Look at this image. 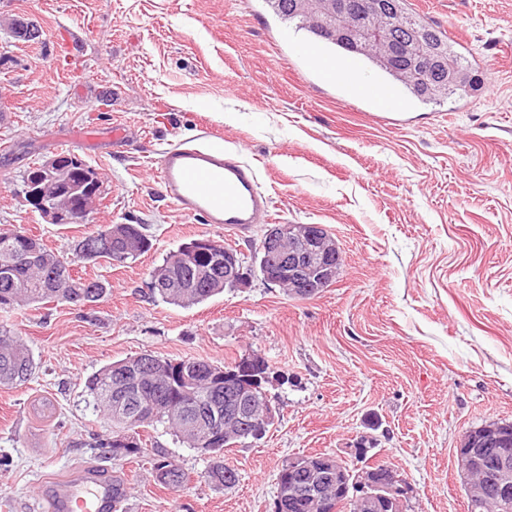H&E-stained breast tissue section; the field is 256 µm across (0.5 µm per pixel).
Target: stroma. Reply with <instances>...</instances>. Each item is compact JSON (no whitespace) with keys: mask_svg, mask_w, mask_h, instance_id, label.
<instances>
[{"mask_svg":"<svg viewBox=\"0 0 512 512\" xmlns=\"http://www.w3.org/2000/svg\"><path fill=\"white\" fill-rule=\"evenodd\" d=\"M445 31L473 87L443 105L410 102L396 127L362 102L310 83L306 40L264 0H0V227L24 228L106 292L0 311V330L34 356L29 380L0 386V512H38L41 482L101 466L129 487L124 512H272L276 477L293 456L384 462L407 489V512H467L455 462L466 430L512 422V0H408ZM34 21L37 42L10 34ZM129 129L123 153L113 126ZM251 164L271 198L244 234L203 223L162 195L153 171L170 144L201 130ZM103 181L78 224L31 211L21 176L62 144ZM321 224L336 237L337 281L290 297L252 271L183 308L148 300L150 270L198 238L252 258L266 224ZM102 224H142L151 249L112 266L78 258ZM253 352L267 362L273 427L211 460L164 427L140 429L141 456L95 446L112 424L87 378L142 353L212 364ZM51 417L40 413L42 403ZM176 461L187 479L157 482Z\"/></svg>","mask_w":512,"mask_h":512,"instance_id":"stroma-1","label":"stroma"}]
</instances>
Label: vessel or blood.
<instances>
[{"instance_id":"obj_1","label":"vessel or blood","mask_w":512,"mask_h":512,"mask_svg":"<svg viewBox=\"0 0 512 512\" xmlns=\"http://www.w3.org/2000/svg\"><path fill=\"white\" fill-rule=\"evenodd\" d=\"M297 53L318 70L335 73L337 83L355 88L371 105V119L397 122L400 97L395 90L384 93L374 84L355 87L354 79L364 69L362 57L343 53L329 60L312 44L298 47ZM213 139L205 131L195 143L170 145L156 160V177L164 197L180 210L239 234L267 215L270 200L260 190L254 169L215 146ZM41 500L49 512H119L122 504L114 495L111 478L85 469L46 485Z\"/></svg>"}]
</instances>
